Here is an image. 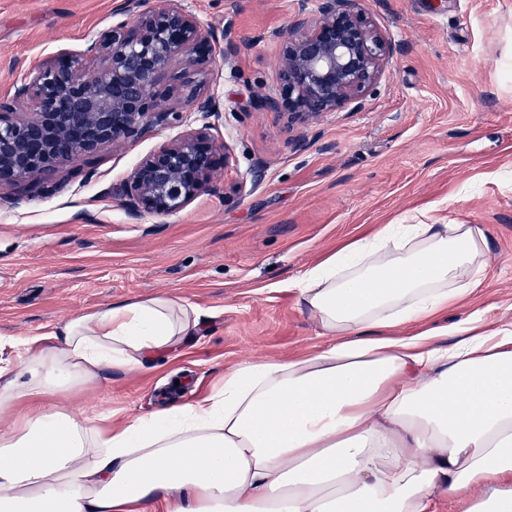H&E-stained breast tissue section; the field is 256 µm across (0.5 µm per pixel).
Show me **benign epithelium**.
<instances>
[{
	"label": "benign epithelium",
	"mask_w": 512,
	"mask_h": 512,
	"mask_svg": "<svg viewBox=\"0 0 512 512\" xmlns=\"http://www.w3.org/2000/svg\"><path fill=\"white\" fill-rule=\"evenodd\" d=\"M301 7L280 35L277 89L256 96L260 112L290 124L308 125L360 103L384 75L396 44L361 9V0H315ZM122 20L94 37L80 53L61 52L27 72L14 93L0 98V189L63 170L78 155L101 145H120L144 128L179 120L166 110L168 90L158 79L182 58L200 72L214 64L215 45L224 44V63L250 47L234 20L203 26L183 0H121ZM137 24L129 27L126 18ZM25 100L36 111L21 112ZM187 111L202 126L185 132L143 158L121 184L112 187L128 217L168 215L201 192L223 191L217 156L225 146L208 129L221 114L218 96L199 85Z\"/></svg>",
	"instance_id": "obj_1"
}]
</instances>
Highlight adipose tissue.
I'll return each mask as SVG.
<instances>
[{
	"mask_svg": "<svg viewBox=\"0 0 512 512\" xmlns=\"http://www.w3.org/2000/svg\"><path fill=\"white\" fill-rule=\"evenodd\" d=\"M480 224H383L294 286L330 343L228 371L136 419L67 407L105 370L176 354L200 312L169 293L0 338V512H512V324L426 323L476 288Z\"/></svg>",
	"mask_w": 512,
	"mask_h": 512,
	"instance_id": "ef3b65f1",
	"label": "adipose tissue"
}]
</instances>
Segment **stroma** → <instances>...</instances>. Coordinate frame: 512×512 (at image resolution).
<instances>
[{
	"label": "stroma",
	"instance_id": "35a3bbf8",
	"mask_svg": "<svg viewBox=\"0 0 512 512\" xmlns=\"http://www.w3.org/2000/svg\"><path fill=\"white\" fill-rule=\"evenodd\" d=\"M120 0H0V98L59 51L108 30ZM205 25L232 17L253 45L204 77L223 111L210 134L227 147L223 194L129 223L112 185L194 119L103 145L59 173L26 180L0 202V336H36L97 306L168 292L203 313L179 356L156 369L107 372L66 397L152 412L156 394H206L224 371L288 359L326 343L294 281L343 242L380 224H483L478 288L439 323L512 321V0H362L399 45L361 108L295 133L252 107L276 86L279 33L301 0H184ZM302 147H293L295 136ZM266 166L252 185L255 162Z\"/></svg>",
	"mask_w": 512,
	"mask_h": 512
}]
</instances>
